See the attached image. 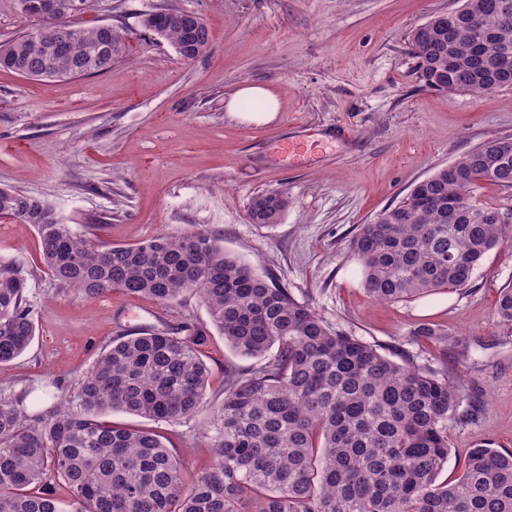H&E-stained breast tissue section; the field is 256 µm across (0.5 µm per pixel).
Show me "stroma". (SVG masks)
Returning a JSON list of instances; mask_svg holds the SVG:
<instances>
[{
	"mask_svg": "<svg viewBox=\"0 0 512 512\" xmlns=\"http://www.w3.org/2000/svg\"><path fill=\"white\" fill-rule=\"evenodd\" d=\"M459 0H88L80 25L124 27L125 54L110 71L47 83L0 70V188L47 201L63 223L107 244L214 231L224 248L273 275L336 330L397 362L444 354L464 400L448 417L455 480L471 448L512 450V323L500 290L512 287V248L491 251L469 284L410 301H375L348 244L359 225L398 204L412 186L483 141L512 136V89L483 96L422 87L408 51L412 29ZM158 8L194 12L210 42L179 56L140 24ZM245 85L280 103L274 120L227 112ZM279 189L290 205L277 224H254L257 193ZM27 278L35 322L29 349L0 367V397L25 395L34 414L89 372L114 336L160 328L193 338L208 321L186 293L174 305L118 292L92 300L60 287L32 225L0 219V260ZM439 329L415 336L418 324ZM201 350L211 370L200 410L159 428L185 480L214 462L209 434L224 400V372L255 366L217 332Z\"/></svg>",
	"mask_w": 512,
	"mask_h": 512,
	"instance_id": "1",
	"label": "stroma"
}]
</instances>
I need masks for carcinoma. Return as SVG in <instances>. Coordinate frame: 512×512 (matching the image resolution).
Instances as JSON below:
<instances>
[{
  "label": "carcinoma",
  "instance_id": "1",
  "mask_svg": "<svg viewBox=\"0 0 512 512\" xmlns=\"http://www.w3.org/2000/svg\"><path fill=\"white\" fill-rule=\"evenodd\" d=\"M41 20L0 43V69L51 82L106 72L126 31L67 17ZM185 59L208 45L204 19L180 10L145 13ZM419 82L449 94L512 89V0H463L411 31ZM482 181L512 190V137L492 138L413 186L397 205L360 225L349 243L366 291L404 301L463 288L492 250L512 244V214L478 201ZM288 195L253 197L254 224H277ZM0 218L35 227L54 280L94 299L114 291L170 304L191 291L224 344L260 363L225 370L224 402L210 448L222 463L185 484L181 465L153 429L110 421L114 411L173 423L204 403L210 368L198 346L164 329L112 339L91 371L44 414L25 397L0 398V512H512V451L479 445L456 482L448 463V415L463 386L448 367L398 363L334 329L309 304L224 251L220 235L155 236L106 245L76 235L45 201L0 188ZM512 322V287L500 291ZM34 337L27 279L0 261V365ZM275 353H270V350Z\"/></svg>",
  "mask_w": 512,
  "mask_h": 512
}]
</instances>
